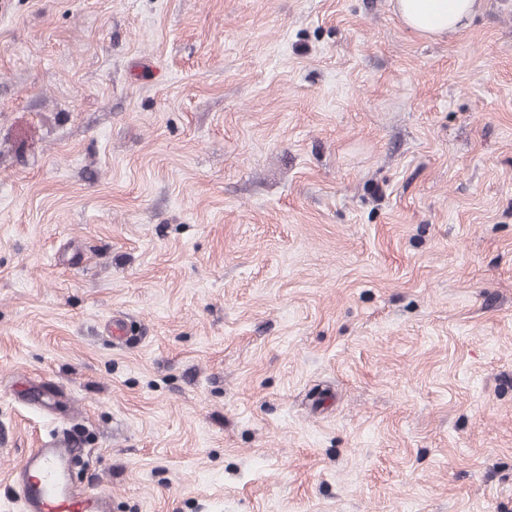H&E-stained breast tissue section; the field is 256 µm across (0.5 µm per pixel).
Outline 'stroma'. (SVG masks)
<instances>
[{
	"mask_svg": "<svg viewBox=\"0 0 512 512\" xmlns=\"http://www.w3.org/2000/svg\"><path fill=\"white\" fill-rule=\"evenodd\" d=\"M0 0V512H512V0ZM484 0H395V13L412 30L441 37L464 27L483 9ZM78 446L69 433H56L26 458L20 487L24 511H109L105 497L98 493L77 491L65 479L74 448Z\"/></svg>",
	"mask_w": 512,
	"mask_h": 512,
	"instance_id": "obj_1",
	"label": "stroma"
}]
</instances>
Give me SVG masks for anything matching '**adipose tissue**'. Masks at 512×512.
<instances>
[{"label":"adipose tissue","mask_w":512,"mask_h":512,"mask_svg":"<svg viewBox=\"0 0 512 512\" xmlns=\"http://www.w3.org/2000/svg\"><path fill=\"white\" fill-rule=\"evenodd\" d=\"M483 8V0H395L394 9L412 30L441 37L464 27Z\"/></svg>","instance_id":"ef3b65f1"}]
</instances>
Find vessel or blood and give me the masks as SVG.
I'll return each mask as SVG.
<instances>
[{"instance_id": "1", "label": "vessel or blood", "mask_w": 512, "mask_h": 512, "mask_svg": "<svg viewBox=\"0 0 512 512\" xmlns=\"http://www.w3.org/2000/svg\"><path fill=\"white\" fill-rule=\"evenodd\" d=\"M77 446L69 433H57L26 458L20 496L24 512H108L105 497L73 489L65 479Z\"/></svg>"}]
</instances>
